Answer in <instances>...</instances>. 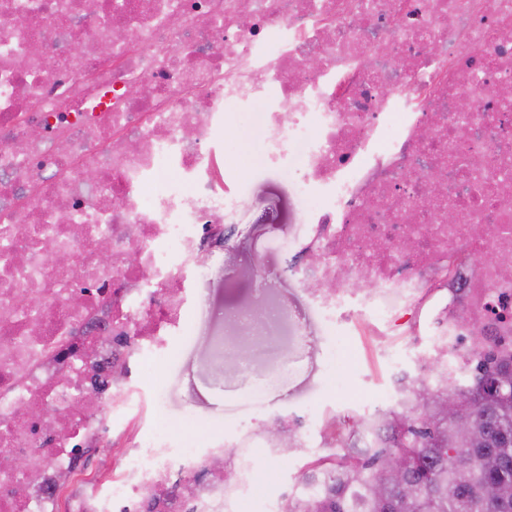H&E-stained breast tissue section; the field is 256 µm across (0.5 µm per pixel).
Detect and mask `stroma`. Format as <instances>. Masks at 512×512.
Listing matches in <instances>:
<instances>
[{
    "label": "stroma",
    "instance_id": "1",
    "mask_svg": "<svg viewBox=\"0 0 512 512\" xmlns=\"http://www.w3.org/2000/svg\"><path fill=\"white\" fill-rule=\"evenodd\" d=\"M223 138L235 145L226 171L238 187L232 241L204 257L187 290V329L141 390L148 398L160 394L159 412L173 430L203 435L225 436L323 405L351 415L357 400L373 398L390 376L381 341L352 328L335 338L312 291L281 272L307 222L296 176L302 162L288 171L264 160L255 112H230ZM257 307L270 314L264 341L241 334L234 322Z\"/></svg>",
    "mask_w": 512,
    "mask_h": 512
}]
</instances>
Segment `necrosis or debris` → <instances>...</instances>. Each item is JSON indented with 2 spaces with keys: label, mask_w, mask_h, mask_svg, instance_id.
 Masks as SVG:
<instances>
[{
  "label": "necrosis or debris",
  "mask_w": 512,
  "mask_h": 512,
  "mask_svg": "<svg viewBox=\"0 0 512 512\" xmlns=\"http://www.w3.org/2000/svg\"><path fill=\"white\" fill-rule=\"evenodd\" d=\"M508 86L512 0H0V512H281L256 449L370 445L434 372L512 344ZM229 104L262 113L268 162H305L284 274L326 284L329 322L351 302L364 335L428 331L427 373L393 369L355 430L327 407L232 441L143 416L182 285L231 241ZM133 421L111 476L69 487Z\"/></svg>",
  "instance_id": "obj_1"
}]
</instances>
